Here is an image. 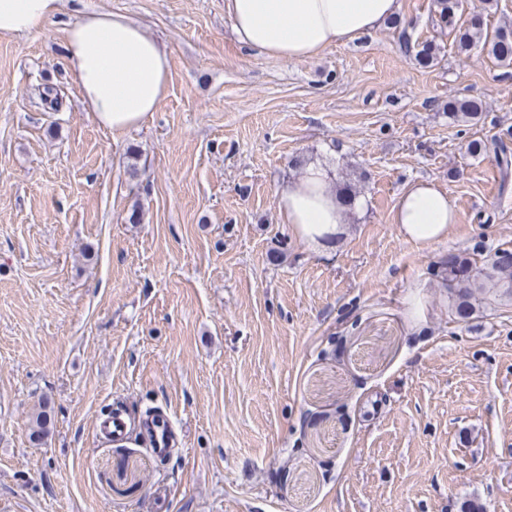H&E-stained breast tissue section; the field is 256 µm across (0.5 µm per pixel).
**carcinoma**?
Masks as SVG:
<instances>
[{
  "label": "carcinoma",
  "instance_id": "cac0c4a2",
  "mask_svg": "<svg viewBox=\"0 0 512 512\" xmlns=\"http://www.w3.org/2000/svg\"><path fill=\"white\" fill-rule=\"evenodd\" d=\"M437 6L440 19L445 23H454L459 0H437ZM479 43L488 48V54L500 64H512V30L499 28L491 34L482 23L473 21L460 34L458 48L466 52ZM406 47L414 51L413 59L417 64L428 67L434 62L432 44L421 43L416 51L409 43ZM481 115L482 106L474 100L455 99L448 102V119L454 122H472L480 119ZM467 150L472 155L493 154L501 173V189L508 187L509 178L512 177V146L507 140L500 136L487 141L473 140L468 143ZM438 267L447 286L448 310L457 321L469 319L476 305L482 303L483 295L491 290L498 299L512 301V263L501 262L492 255L485 257L479 247L471 251L451 252L439 262ZM50 412L51 407L46 400L33 412L29 421L30 441L42 442L49 435Z\"/></svg>",
  "mask_w": 512,
  "mask_h": 512
}]
</instances>
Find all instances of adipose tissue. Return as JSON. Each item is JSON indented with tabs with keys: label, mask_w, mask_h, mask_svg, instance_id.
<instances>
[{
	"label": "adipose tissue",
	"mask_w": 512,
	"mask_h": 512,
	"mask_svg": "<svg viewBox=\"0 0 512 512\" xmlns=\"http://www.w3.org/2000/svg\"><path fill=\"white\" fill-rule=\"evenodd\" d=\"M62 0H0V35L41 28ZM399 0H224L238 43L284 60L313 57L381 28ZM65 51L78 95L96 122L115 133L140 125L157 111L171 72L168 53L142 26L120 13L89 12L65 31ZM325 166L308 165L278 190V209L294 236L330 255L347 222V208L330 187ZM457 214L448 193L430 179L411 180L393 208L406 241L430 246L448 238Z\"/></svg>",
	"instance_id": "ef3b65f1"
}]
</instances>
